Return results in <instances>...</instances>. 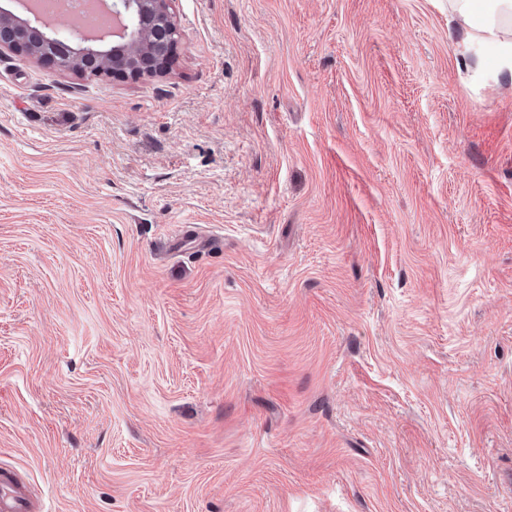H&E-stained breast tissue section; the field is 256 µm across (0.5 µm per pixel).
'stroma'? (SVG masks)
Listing matches in <instances>:
<instances>
[{
    "instance_id": "obj_1",
    "label": "stroma",
    "mask_w": 512,
    "mask_h": 512,
    "mask_svg": "<svg viewBox=\"0 0 512 512\" xmlns=\"http://www.w3.org/2000/svg\"><path fill=\"white\" fill-rule=\"evenodd\" d=\"M0 54V467L41 512H512V87L448 0H172ZM171 0H108L105 13L117 24L95 37L72 26L42 32L24 16L0 6V53L8 50L51 64L60 71L85 77L122 75L134 80L158 77L170 67L171 52L180 31L170 9ZM137 21L130 26L129 19ZM112 39V50L106 47ZM153 43L152 51L139 52Z\"/></svg>"
}]
</instances>
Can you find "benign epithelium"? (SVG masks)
Returning a JSON list of instances; mask_svg holds the SVG:
<instances>
[{"label": "benign epithelium", "mask_w": 512, "mask_h": 512, "mask_svg": "<svg viewBox=\"0 0 512 512\" xmlns=\"http://www.w3.org/2000/svg\"><path fill=\"white\" fill-rule=\"evenodd\" d=\"M171 0H106L112 29L88 37L74 28L42 32L24 16L0 6V53L8 50L85 77H158L170 67L180 31Z\"/></svg>", "instance_id": "1"}]
</instances>
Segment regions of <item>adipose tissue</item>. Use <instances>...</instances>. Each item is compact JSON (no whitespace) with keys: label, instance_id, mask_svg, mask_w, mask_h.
I'll list each match as a JSON object with an SVG mask.
<instances>
[{"label":"adipose tissue","instance_id":"ef3b65f1","mask_svg":"<svg viewBox=\"0 0 512 512\" xmlns=\"http://www.w3.org/2000/svg\"><path fill=\"white\" fill-rule=\"evenodd\" d=\"M448 15L463 40L497 43L492 65L512 85V0H448Z\"/></svg>","mask_w":512,"mask_h":512}]
</instances>
